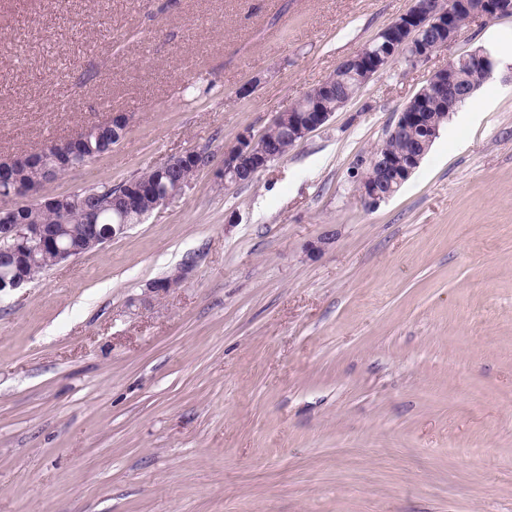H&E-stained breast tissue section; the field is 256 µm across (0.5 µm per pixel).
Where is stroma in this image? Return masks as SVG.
I'll return each mask as SVG.
<instances>
[{"mask_svg":"<svg viewBox=\"0 0 512 512\" xmlns=\"http://www.w3.org/2000/svg\"><path fill=\"white\" fill-rule=\"evenodd\" d=\"M411 6L0 0V158L131 117L45 194L212 156L143 223L0 294V512H512V16L391 64L252 183L215 177ZM480 47L500 60L482 108L364 205L403 105ZM130 123V117L128 114L123 112H113L106 119L102 121H95L90 123L83 131V136L92 135L97 140H103L109 136L107 129L112 128V142L117 137L126 135L128 126ZM92 137L89 140V146L87 147L85 154L92 155V161L101 157L100 155H93L92 149L97 147L96 139ZM189 159H192L196 162V167L198 170L210 165L212 159H210V155L201 152L197 149H187L173 157H171L167 162L162 164L160 168L166 170L171 165L183 164L186 163ZM192 168H183L180 170L167 171V175L172 180H190L191 177L198 171Z\"/></svg>","mask_w":512,"mask_h":512,"instance_id":"obj_1","label":"stroma"}]
</instances>
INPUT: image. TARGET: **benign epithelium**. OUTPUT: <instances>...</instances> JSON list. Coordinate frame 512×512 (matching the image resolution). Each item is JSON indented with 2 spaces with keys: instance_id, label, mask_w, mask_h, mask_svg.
Masks as SVG:
<instances>
[{
  "instance_id": "1",
  "label": "benign epithelium",
  "mask_w": 512,
  "mask_h": 512,
  "mask_svg": "<svg viewBox=\"0 0 512 512\" xmlns=\"http://www.w3.org/2000/svg\"><path fill=\"white\" fill-rule=\"evenodd\" d=\"M512 12V0H412L407 13L395 22L383 28L374 39L378 50L365 46L340 63L354 73L359 86H364L379 72L386 69L395 59L405 56L410 63L426 61L438 48L452 44L460 30L458 15L467 20H492ZM467 59L485 73L491 75L497 67L498 59L494 50L478 48L467 53ZM473 89L460 87V74L453 62L434 72L427 84L397 113L390 133L397 135L403 131L418 128L424 132L425 140L433 142L439 135L438 125L423 111L424 102L431 96L457 99L471 95ZM347 104L345 100H336L335 82L322 85V96L313 102L307 112L287 110L278 113L273 123L288 129V141L302 143L311 133L324 126L336 109ZM130 117L123 112H114L102 121L90 123L83 135H92L98 140L108 136L117 139L126 135ZM81 137L71 139L70 146L55 141L46 143L39 150V162L42 179L51 180L56 173L75 168L72 164L73 153ZM279 154V146L263 139L250 131L240 134L236 140L224 146V160L216 170V178L224 186H239L250 182L264 171L272 159ZM196 162L202 169L212 162L210 155L197 149H187L161 165L167 169L171 165L183 164L188 160ZM422 155L392 157L380 149L374 150L369 158L368 172L359 182V196L368 206L375 205L392 197L400 186L419 166ZM39 187L22 182L17 168L12 162L0 161V198L14 199L33 197V203L39 208H57L56 198L38 196ZM112 209L127 213L137 208L135 197L125 191H118L110 199ZM24 205L0 207V238L12 240L10 255L29 269H34L38 260L36 253L51 247V234L42 224H30L22 217ZM128 225H112V233L106 236L94 235L88 248L98 250L113 238L126 232Z\"/></svg>"
}]
</instances>
